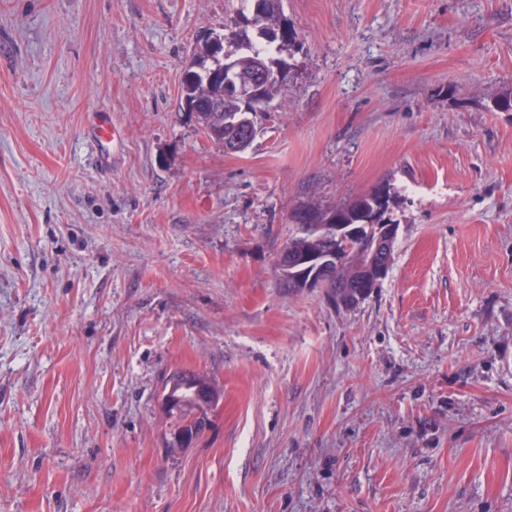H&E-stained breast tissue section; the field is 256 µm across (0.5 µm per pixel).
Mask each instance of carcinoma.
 <instances>
[{"mask_svg":"<svg viewBox=\"0 0 512 512\" xmlns=\"http://www.w3.org/2000/svg\"><path fill=\"white\" fill-rule=\"evenodd\" d=\"M281 0H237L235 26L224 34L225 41L235 45L237 57L247 66L254 63L273 62L279 68L287 63L279 55L292 51L297 43L296 32L280 13ZM199 46V70L188 71L181 89L180 106L193 117L203 134L216 144H224L230 135L225 125L229 118L242 115L249 117L272 107L275 98L287 85V77L269 84L256 86L251 100L245 102L224 87V60L214 52L210 38H202ZM391 194L386 188L360 196L335 208H298L293 219L310 209L316 211L321 220L332 219L337 224H372L385 216L390 208ZM368 239L350 238L342 246L347 255L346 262L320 275L322 287L330 297L355 298L370 295L382 278L369 276L361 270ZM184 387L178 396L181 399L178 412L170 414L177 423L176 431L186 433L190 442L197 441L208 428L210 420L207 409L196 398L193 381L197 373L179 371Z\"/></svg>","mask_w":512,"mask_h":512,"instance_id":"cac0c4a2","label":"carcinoma"}]
</instances>
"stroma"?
<instances>
[{"label": "stroma", "instance_id": "1", "mask_svg": "<svg viewBox=\"0 0 512 512\" xmlns=\"http://www.w3.org/2000/svg\"><path fill=\"white\" fill-rule=\"evenodd\" d=\"M281 6L228 153L179 102L237 0H0V512H512V0ZM381 185L380 286L283 288L295 209ZM177 368L222 398L172 452ZM103 113V114H98ZM106 112H96V116L101 117L98 120L96 117L91 122L90 128L88 129V137L93 143L96 152L99 157H104V151L109 144L118 139L119 131L115 126L112 125V119ZM387 220L392 224H375L377 235L373 241V247L371 245L368 249L367 255V264L372 267H384L382 261H385V253H388L392 248L398 232V224H395L394 221L387 216Z\"/></svg>", "mask_w": 512, "mask_h": 512}]
</instances>
